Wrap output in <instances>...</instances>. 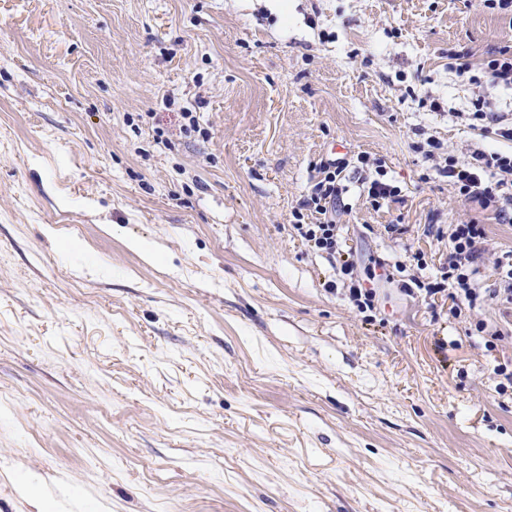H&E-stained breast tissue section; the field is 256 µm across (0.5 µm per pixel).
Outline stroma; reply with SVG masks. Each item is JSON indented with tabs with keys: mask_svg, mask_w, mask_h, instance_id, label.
Returning a JSON list of instances; mask_svg holds the SVG:
<instances>
[{
	"mask_svg": "<svg viewBox=\"0 0 512 512\" xmlns=\"http://www.w3.org/2000/svg\"><path fill=\"white\" fill-rule=\"evenodd\" d=\"M503 47L480 0H0V512H512V310L406 290L449 225L512 250L418 150L512 152L448 68ZM334 154L366 313L290 231ZM381 166H377L376 174L379 176L378 178H373L372 180L366 182L367 185V196L370 199V202L373 207L379 209L381 207V201L396 199L399 197L400 190L398 187L392 185L388 181H386L383 177V172L378 169Z\"/></svg>",
	"mask_w": 512,
	"mask_h": 512,
	"instance_id": "obj_1",
	"label": "stroma"
}]
</instances>
